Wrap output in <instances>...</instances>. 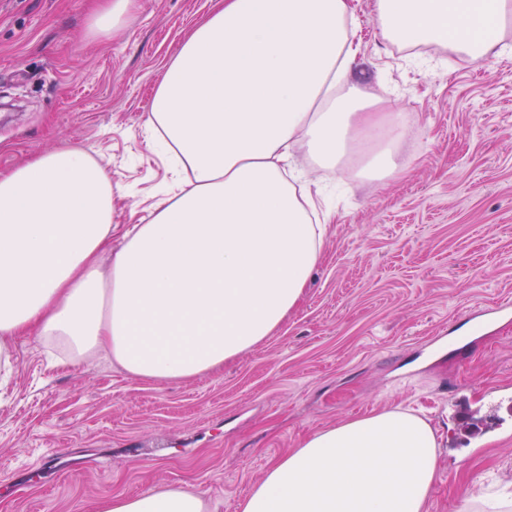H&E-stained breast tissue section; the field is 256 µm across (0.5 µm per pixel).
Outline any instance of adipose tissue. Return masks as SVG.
Wrapping results in <instances>:
<instances>
[{"instance_id":"1","label":"adipose tissue","mask_w":512,"mask_h":512,"mask_svg":"<svg viewBox=\"0 0 512 512\" xmlns=\"http://www.w3.org/2000/svg\"><path fill=\"white\" fill-rule=\"evenodd\" d=\"M383 38L474 60L496 55L486 21L512 0H376ZM350 0H220L167 65L146 124L180 157L179 193L109 250L105 165L51 151L0 173V360L9 341L98 354L131 377L184 381L261 344L299 304L321 257L281 168L302 146L323 168L385 181L401 169L398 113L353 71ZM437 438L390 409L315 432L270 466L240 512H425ZM103 512H205L200 493L153 489Z\"/></svg>"}]
</instances>
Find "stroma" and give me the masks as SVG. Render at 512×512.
I'll list each match as a JSON object with an SVG mask.
<instances>
[{"mask_svg":"<svg viewBox=\"0 0 512 512\" xmlns=\"http://www.w3.org/2000/svg\"><path fill=\"white\" fill-rule=\"evenodd\" d=\"M366 92L394 106L399 175L342 184L304 150L317 212L332 220L299 306L222 370L180 382L130 377L102 357L50 364L11 342L0 364V512H100L117 495L175 487L205 512H238L265 470L315 432L401 408L439 443L427 512H464L490 485L512 493V321L451 340L464 311L512 297V26L484 61L421 56L382 39L375 0H351ZM214 0H139L91 33L97 0H0V172L74 149L116 186L113 247L146 223L171 157L145 127L163 72ZM502 427L449 449L448 390Z\"/></svg>","mask_w":512,"mask_h":512,"instance_id":"stroma-1","label":"stroma"}]
</instances>
